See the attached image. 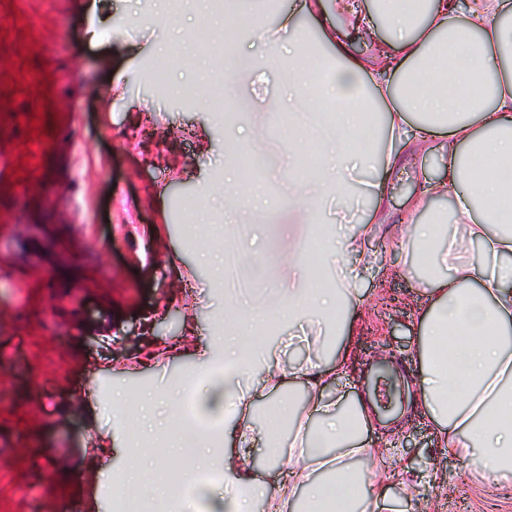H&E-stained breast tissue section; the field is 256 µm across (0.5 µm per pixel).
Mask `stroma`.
Returning <instances> with one entry per match:
<instances>
[{
    "label": "stroma",
    "mask_w": 512,
    "mask_h": 512,
    "mask_svg": "<svg viewBox=\"0 0 512 512\" xmlns=\"http://www.w3.org/2000/svg\"><path fill=\"white\" fill-rule=\"evenodd\" d=\"M36 31L0 12V512H112L127 466L174 441L162 424L138 447L122 445L114 390H163L192 372V353L224 320L229 288L205 262L224 241V129L253 126L267 158L257 177L274 200L271 227L306 241L312 227L288 206L292 158L287 137L251 112L214 111L202 91L223 78L224 61L204 45L206 23L223 22L205 0L179 10L161 0H53ZM182 61L164 82L155 68ZM39 150L38 167L27 157ZM444 173L432 156L407 157L389 179L386 205L405 221L452 215L451 199L415 212L409 200ZM370 247L399 267L390 280L361 274L350 315L367 329L356 347L368 370L388 350L416 370L412 331L423 307L410 259L382 226ZM178 338L179 357L146 367L140 359ZM401 410L402 445L390 449L417 474L444 471L447 489L419 483L421 512H512V489L486 483L478 460L438 445L413 410L401 377L388 380ZM39 462H32L33 452Z\"/></svg>",
    "instance_id": "35a3bbf8"
}]
</instances>
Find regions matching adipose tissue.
<instances>
[{
    "instance_id": "1",
    "label": "adipose tissue",
    "mask_w": 512,
    "mask_h": 512,
    "mask_svg": "<svg viewBox=\"0 0 512 512\" xmlns=\"http://www.w3.org/2000/svg\"><path fill=\"white\" fill-rule=\"evenodd\" d=\"M248 16V38L267 47L261 58L228 56L226 71L245 112H287L293 156L307 155L305 180L293 181L289 199L313 217L333 200L350 201L357 170L377 171L363 191L375 203L374 224L391 220L386 178L402 151L435 155L444 175L428 182L413 209L453 197L456 223L467 232L448 239L440 221L400 225L399 242L414 249V263L429 268L421 286L427 299L414 335L416 399L437 440L471 458L482 449V476L512 482V0H426L423 13L397 10L391 0H299L268 24L258 0H227L224 17ZM312 24L335 66L325 79L303 66L281 73L283 93L245 94L241 88L259 67L275 64L281 33L300 36ZM369 40V54L356 51ZM454 42V55L442 47ZM378 109L386 130L377 143L363 135L365 114ZM254 131L224 135V210L240 222L227 229L226 246L213 251L263 276L277 269L285 288L269 310L228 297L224 329L195 353V372L210 379L197 403L196 421L185 420L180 400L171 417L183 424L182 446L198 452L202 467L222 474L223 490L199 487L196 512H366L387 499L398 474L379 466L381 453L368 438L373 417L363 400L346 399L348 354L325 359L324 339L312 337L307 354L285 362L263 334L308 317L344 321L359 301L357 277L377 258L365 240L374 224L353 233L336 228L318 253L316 268L338 274L334 288L290 286L305 276L306 249L280 236L271 250L242 248L268 208L261 183L245 179L235 161ZM300 391L301 403L288 394ZM279 394L269 413L270 433L288 431V460L276 463V482L252 462L259 435L261 397ZM365 460L369 472L349 469Z\"/></svg>"
}]
</instances>
